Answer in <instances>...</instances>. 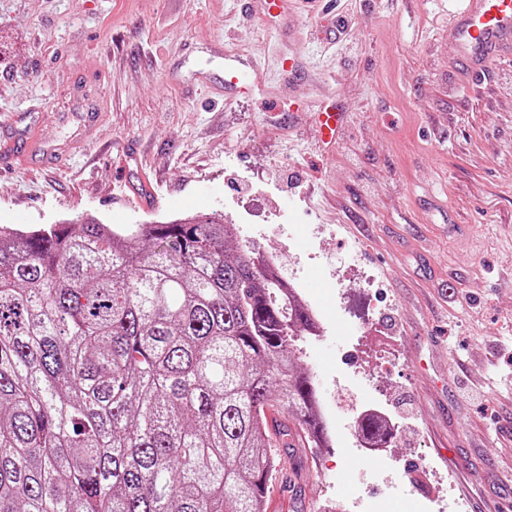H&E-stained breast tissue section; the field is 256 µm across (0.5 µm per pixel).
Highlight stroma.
Here are the masks:
<instances>
[{"mask_svg":"<svg viewBox=\"0 0 512 512\" xmlns=\"http://www.w3.org/2000/svg\"><path fill=\"white\" fill-rule=\"evenodd\" d=\"M460 6L0 0V123L36 143L0 162V226L216 211L321 313L293 353L331 442L278 449L264 512H512V60L470 85ZM228 52L267 93L218 92ZM367 409L396 429L382 462L357 442Z\"/></svg>","mask_w":512,"mask_h":512,"instance_id":"1","label":"stroma"}]
</instances>
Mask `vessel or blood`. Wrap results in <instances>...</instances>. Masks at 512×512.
Segmentation results:
<instances>
[{
  "mask_svg": "<svg viewBox=\"0 0 512 512\" xmlns=\"http://www.w3.org/2000/svg\"><path fill=\"white\" fill-rule=\"evenodd\" d=\"M454 39L449 52L462 70L478 76L488 65L512 58V0H463L454 18ZM224 88L260 92L253 63L228 55L224 58Z\"/></svg>",
  "mask_w": 512,
  "mask_h": 512,
  "instance_id": "obj_1",
  "label": "vessel or blood"
}]
</instances>
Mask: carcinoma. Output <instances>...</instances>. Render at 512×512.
<instances>
[{"mask_svg": "<svg viewBox=\"0 0 512 512\" xmlns=\"http://www.w3.org/2000/svg\"><path fill=\"white\" fill-rule=\"evenodd\" d=\"M235 237L217 213L0 230V512H263L272 449L320 447L310 317Z\"/></svg>", "mask_w": 512, "mask_h": 512, "instance_id": "cac0c4a2", "label": "carcinoma"}]
</instances>
